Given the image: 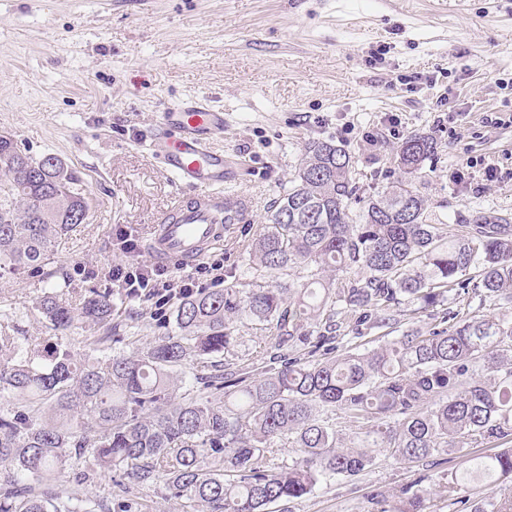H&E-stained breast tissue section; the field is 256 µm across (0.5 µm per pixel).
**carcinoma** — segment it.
<instances>
[{"label":"carcinoma","instance_id":"carcinoma-1","mask_svg":"<svg viewBox=\"0 0 512 512\" xmlns=\"http://www.w3.org/2000/svg\"><path fill=\"white\" fill-rule=\"evenodd\" d=\"M434 150L431 135L412 134L397 166L412 175ZM45 159L0 143L1 272L47 265L88 212L74 174ZM354 173L344 147L308 141L252 249L260 281L178 298L174 322L161 319L167 332L143 350L111 354L112 337L90 335L81 359L58 346L36 350L0 326V399L11 401L0 409V512H130L123 500L59 488V474L80 462L118 486L159 482L181 512H267L324 478L358 475L374 448L410 465L461 451L477 435L504 444L480 457L477 472L512 479V318L454 313L446 328L408 329L363 353L285 357L270 375L217 369L241 316L303 344L314 321L319 348L337 317L359 327L370 308L401 297L434 305L470 288L473 269L484 297L512 300V217L478 211L452 234L430 223L412 181L364 196ZM351 267L365 276L339 278ZM294 268L309 271L304 282L280 280ZM40 310L56 331L106 330L112 292L93 290L77 305L51 293ZM319 408L370 422L359 446L339 447ZM285 441L298 458L270 467Z\"/></svg>","mask_w":512,"mask_h":512}]
</instances>
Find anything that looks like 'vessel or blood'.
<instances>
[{
	"label": "vessel or blood",
	"mask_w": 512,
	"mask_h": 512,
	"mask_svg": "<svg viewBox=\"0 0 512 512\" xmlns=\"http://www.w3.org/2000/svg\"><path fill=\"white\" fill-rule=\"evenodd\" d=\"M224 128L223 111L186 102L161 112L155 133L144 143L150 155L189 187L176 196L148 238L152 258L163 265L186 267L203 260L236 225L245 223L242 192H229L232 163L207 143L208 133Z\"/></svg>",
	"instance_id": "1"
}]
</instances>
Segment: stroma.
<instances>
[{
	"mask_svg": "<svg viewBox=\"0 0 512 512\" xmlns=\"http://www.w3.org/2000/svg\"><path fill=\"white\" fill-rule=\"evenodd\" d=\"M186 100L223 108L210 144L232 159L252 201L251 223L207 255L223 261L225 282L252 279L251 243L314 138L343 146L373 193L402 178L395 153L406 137L432 135L435 153L413 179L432 220L454 231L478 211L512 214V0H0V132L23 153L63 160L91 202L51 263L0 275V310L21 339L83 352L84 329H50L40 300L79 301L113 288L112 266L148 262L142 245L181 185L141 143L160 112ZM122 231L138 254L119 250ZM113 290V351L161 335L152 300ZM451 311L512 317V306L475 289L430 306L403 301L373 310V326L342 325L332 354L430 329ZM233 326L225 371H273L268 330L247 318ZM499 448L477 439L413 468L379 453L287 508L401 512L418 494L426 512H471L512 496V482L477 480L452 496L448 479Z\"/></svg>",
	"mask_w": 512,
	"mask_h": 512,
	"instance_id": "stroma-1",
	"label": "stroma"
}]
</instances>
